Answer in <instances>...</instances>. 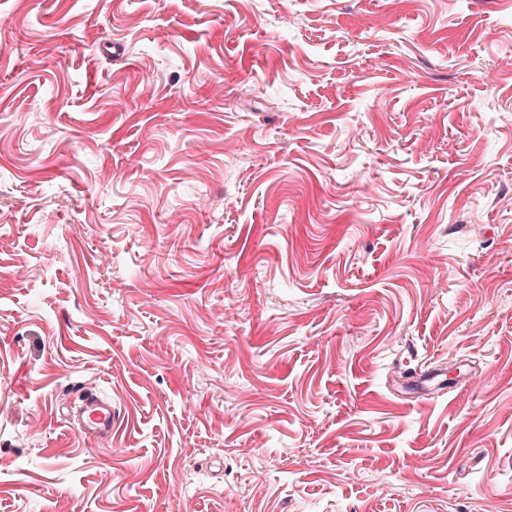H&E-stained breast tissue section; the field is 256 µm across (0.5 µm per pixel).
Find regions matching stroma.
<instances>
[{
    "label": "stroma",
    "instance_id": "1",
    "mask_svg": "<svg viewBox=\"0 0 512 512\" xmlns=\"http://www.w3.org/2000/svg\"><path fill=\"white\" fill-rule=\"evenodd\" d=\"M0 512H512V0H0ZM75 417L76 425L87 436L112 438V403L105 396L85 392Z\"/></svg>",
    "mask_w": 512,
    "mask_h": 512
}]
</instances>
